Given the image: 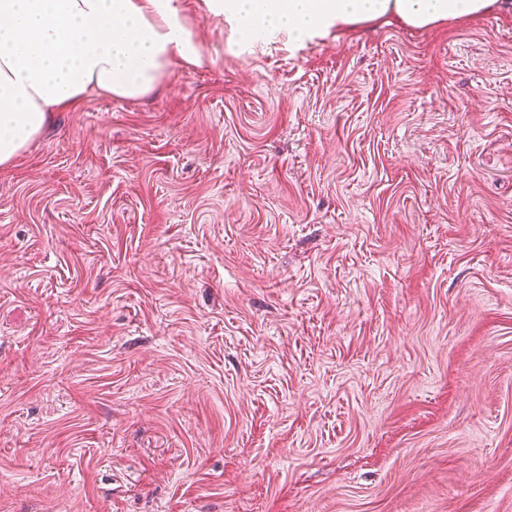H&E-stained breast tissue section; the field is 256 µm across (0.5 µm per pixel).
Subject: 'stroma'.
<instances>
[{
    "instance_id": "1",
    "label": "stroma",
    "mask_w": 512,
    "mask_h": 512,
    "mask_svg": "<svg viewBox=\"0 0 512 512\" xmlns=\"http://www.w3.org/2000/svg\"><path fill=\"white\" fill-rule=\"evenodd\" d=\"M55 113L0 171V512H512V7Z\"/></svg>"
}]
</instances>
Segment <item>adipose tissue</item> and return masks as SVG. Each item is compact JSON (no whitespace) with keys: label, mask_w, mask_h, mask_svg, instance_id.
I'll list each match as a JSON object with an SVG mask.
<instances>
[{"label":"adipose tissue","mask_w":512,"mask_h":512,"mask_svg":"<svg viewBox=\"0 0 512 512\" xmlns=\"http://www.w3.org/2000/svg\"><path fill=\"white\" fill-rule=\"evenodd\" d=\"M503 0H205L230 30L237 56L289 51L363 24L395 19L427 28L485 14ZM205 57L180 0H0V169L41 134L54 113L90 94L137 98L177 65Z\"/></svg>","instance_id":"ef3b65f1"}]
</instances>
